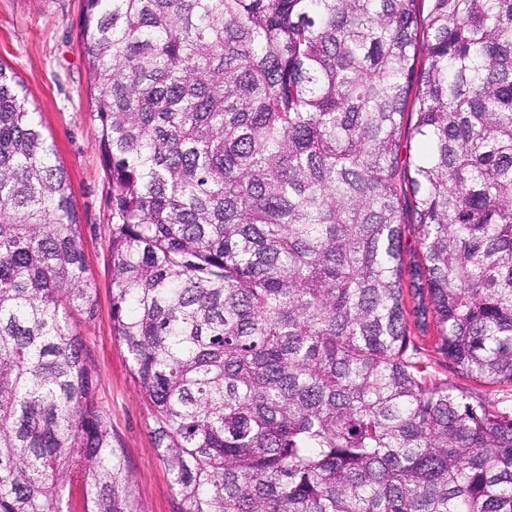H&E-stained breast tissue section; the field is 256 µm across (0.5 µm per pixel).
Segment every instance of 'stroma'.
<instances>
[{
	"label": "stroma",
	"instance_id": "obj_1",
	"mask_svg": "<svg viewBox=\"0 0 512 512\" xmlns=\"http://www.w3.org/2000/svg\"><path fill=\"white\" fill-rule=\"evenodd\" d=\"M81 13V0H0V64L28 90L70 182L96 307L93 319H75L74 328L87 346L97 402L122 442L139 512H177L179 499L154 446L150 411L112 334L111 189L79 44Z\"/></svg>",
	"mask_w": 512,
	"mask_h": 512
}]
</instances>
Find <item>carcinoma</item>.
I'll return each mask as SVG.
<instances>
[{"instance_id":"1","label":"carcinoma","mask_w":512,"mask_h":512,"mask_svg":"<svg viewBox=\"0 0 512 512\" xmlns=\"http://www.w3.org/2000/svg\"><path fill=\"white\" fill-rule=\"evenodd\" d=\"M82 3L112 332L178 512H512V0ZM85 273L0 66V512H137Z\"/></svg>"}]
</instances>
